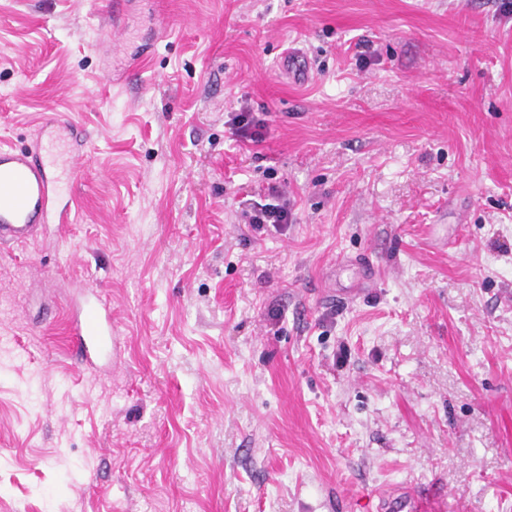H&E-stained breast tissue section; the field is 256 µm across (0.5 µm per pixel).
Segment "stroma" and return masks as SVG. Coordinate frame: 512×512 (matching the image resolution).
<instances>
[{
  "mask_svg": "<svg viewBox=\"0 0 512 512\" xmlns=\"http://www.w3.org/2000/svg\"><path fill=\"white\" fill-rule=\"evenodd\" d=\"M110 2L0 0V142L88 135L0 250V512H512V6ZM261 121L253 117L252 112L243 110L236 113L231 119V129L233 134L241 140L255 139L258 134L257 129L260 128ZM269 196L270 202L257 203L252 211L244 213L247 223L251 224L254 230H261L266 224H273L277 229H284L288 225L290 217L288 201L283 199L282 193L277 188H270ZM94 300L88 303L80 315L69 323L70 349L86 366H93L92 352L99 349L106 338L112 343V319L110 307L96 291Z\"/></svg>",
  "mask_w": 512,
  "mask_h": 512,
  "instance_id": "35a3bbf8",
  "label": "stroma"
}]
</instances>
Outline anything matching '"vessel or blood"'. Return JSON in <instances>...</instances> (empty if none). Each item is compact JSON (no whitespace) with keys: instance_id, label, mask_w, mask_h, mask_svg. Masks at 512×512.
Returning a JSON list of instances; mask_svg holds the SVG:
<instances>
[{"instance_id":"obj_1","label":"vessel or blood","mask_w":512,"mask_h":512,"mask_svg":"<svg viewBox=\"0 0 512 512\" xmlns=\"http://www.w3.org/2000/svg\"><path fill=\"white\" fill-rule=\"evenodd\" d=\"M60 125L43 126L31 146H0V247L22 245L37 239L44 225L66 224L71 205L58 188L60 176L45 162L44 139L53 137ZM70 349L85 365H92L93 351L112 335L110 307L95 297L69 323Z\"/></svg>"}]
</instances>
